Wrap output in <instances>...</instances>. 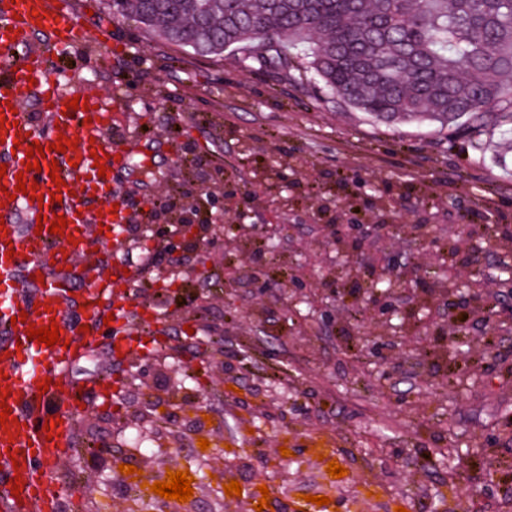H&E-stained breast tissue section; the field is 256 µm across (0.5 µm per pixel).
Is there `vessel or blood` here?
I'll return each mask as SVG.
<instances>
[{"label": "vessel or blood", "instance_id": "1", "mask_svg": "<svg viewBox=\"0 0 512 512\" xmlns=\"http://www.w3.org/2000/svg\"><path fill=\"white\" fill-rule=\"evenodd\" d=\"M50 36L59 50H66L80 33V19L70 0H0V51L12 54V64L0 70V110L7 124L0 133V390L6 391L13 418L0 428V512H54L65 486L57 466L73 446L75 418L91 394H104L111 379L98 377L75 381L72 364L94 346L104 318L112 320L114 353H134L144 347V335L135 331L142 322L132 286L138 271L98 276L84 289L80 301L81 325H73L66 309L70 284L64 275L99 247L89 228L103 224L112 229V244L122 247L130 217L124 208H113L112 178L99 177L96 157H103L109 171L125 163L123 153L112 151L106 134L112 127V111L98 97L65 87L58 74L40 61L30 47L36 33ZM81 107L67 113L71 99ZM37 112H26L28 102ZM75 141V148L52 151L60 137ZM46 147L39 170H27V151L33 144ZM58 165L63 187H56L48 172ZM35 186V194L17 191L18 181ZM60 192L61 202L48 201ZM100 205H93V198ZM65 216L67 236L37 232L36 217ZM46 256L37 264V256ZM49 288L46 306L27 307L19 297L26 288ZM59 325L61 342L54 347L29 339L27 326ZM48 382L47 393L38 385ZM57 419L56 436L44 426ZM22 479L21 493L12 490L13 479Z\"/></svg>", "mask_w": 512, "mask_h": 512}]
</instances>
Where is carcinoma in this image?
<instances>
[{"mask_svg": "<svg viewBox=\"0 0 512 512\" xmlns=\"http://www.w3.org/2000/svg\"><path fill=\"white\" fill-rule=\"evenodd\" d=\"M200 55L309 72L331 98L386 121L512 135V0H134Z\"/></svg>", "mask_w": 512, "mask_h": 512, "instance_id": "obj_1", "label": "carcinoma"}]
</instances>
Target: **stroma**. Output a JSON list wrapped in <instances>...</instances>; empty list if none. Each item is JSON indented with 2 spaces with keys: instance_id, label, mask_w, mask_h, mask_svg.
Wrapping results in <instances>:
<instances>
[{
  "instance_id": "stroma-1",
  "label": "stroma",
  "mask_w": 512,
  "mask_h": 512,
  "mask_svg": "<svg viewBox=\"0 0 512 512\" xmlns=\"http://www.w3.org/2000/svg\"><path fill=\"white\" fill-rule=\"evenodd\" d=\"M73 2L84 35L50 62L111 107L108 142L127 156L115 197L132 215L130 252L105 249L91 263L144 269L138 300L163 323L151 353L200 324L211 337L144 363L127 390L108 336L72 366L73 378L106 373L115 385L77 416L58 512H171L149 490L170 470L194 478L184 512H255L263 485L267 512H512L503 482L449 498L441 454L479 448V481L488 456L512 473V287L500 274L512 267V146L497 138L481 150L469 131L428 121H375L332 102L317 76L247 67L233 48L198 56L109 0ZM103 25L118 46L109 56L93 44ZM201 222L199 272L194 250L167 253L164 232ZM382 268L390 318L364 298ZM470 288L499 303L500 333L451 295ZM452 324L466 332L460 354L440 341ZM173 375L209 404L208 449L192 408L179 424L161 413L135 422ZM106 442L130 449L138 480L91 487ZM332 460L346 476H329ZM232 480L241 495H226Z\"/></svg>"
}]
</instances>
